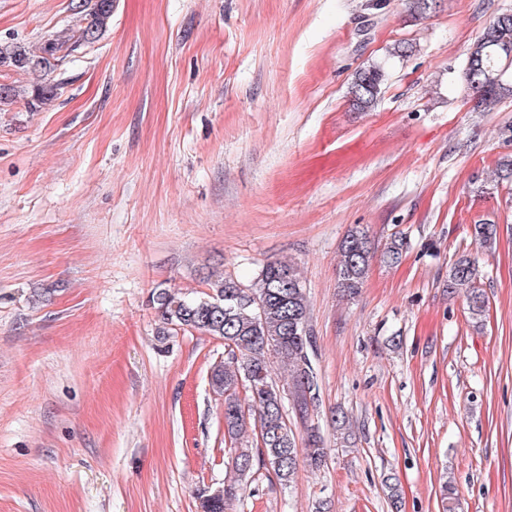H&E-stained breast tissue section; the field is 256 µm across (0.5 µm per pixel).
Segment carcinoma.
Here are the masks:
<instances>
[{
    "mask_svg": "<svg viewBox=\"0 0 512 512\" xmlns=\"http://www.w3.org/2000/svg\"><path fill=\"white\" fill-rule=\"evenodd\" d=\"M111 16L112 7L106 0L94 3L80 41L93 42ZM66 44L55 39L32 54L1 48L0 63L47 70L55 66ZM507 46L512 48V13L505 20L495 18L470 48L464 79L475 94L477 109L512 97V79L505 70L512 61L505 51ZM385 80L386 72L380 65L357 72L350 87L354 110L366 112L374 106ZM472 235L481 248L490 250L497 243L498 227L475 224ZM407 247V240L395 235L385 243L380 260L394 266ZM372 257L366 233L358 227L351 229L340 247L338 288L343 295L358 293ZM479 279L475 260L465 253L448 268V294L463 297L470 318L481 325L488 299ZM207 284L209 292L200 297L180 296L162 288L154 292L152 300L160 333L177 328L197 331L222 339L228 351V361L213 366L210 385L214 393L224 397V445L228 446L227 464L233 480L218 492L202 495L206 512H225L226 503L237 496L240 482L258 469H266L281 486L288 487L300 462L319 468L330 448L313 424L305 427L304 447H298L293 429L285 423V402H291L295 413L305 418L318 401L308 329L309 301L298 266L271 260L250 286L222 273L207 276ZM274 372L284 378L288 392L280 390L272 377ZM249 431L253 433L251 445L243 448L240 440ZM439 498L443 512H456L455 487L446 477L439 486Z\"/></svg>",
    "mask_w": 512,
    "mask_h": 512,
    "instance_id": "obj_1",
    "label": "carcinoma"
}]
</instances>
